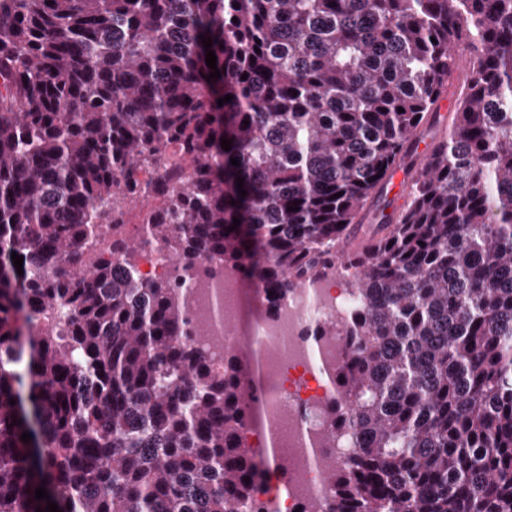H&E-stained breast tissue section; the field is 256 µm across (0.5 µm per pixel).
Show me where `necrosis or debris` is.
Here are the masks:
<instances>
[{"label": "necrosis or debris", "instance_id": "1", "mask_svg": "<svg viewBox=\"0 0 512 512\" xmlns=\"http://www.w3.org/2000/svg\"><path fill=\"white\" fill-rule=\"evenodd\" d=\"M182 296L194 326L211 332L201 347L215 366H223L229 352L262 355L264 378L245 386L250 411L239 442L260 471L266 512H328L335 494L325 468L344 467L355 440L340 432L314 454L308 444L322 439L330 407L343 402L329 374L348 346L355 295L330 280L273 296L263 283L229 271L216 289L201 282ZM329 324L335 334L322 335ZM272 436L279 441L273 455L266 448Z\"/></svg>", "mask_w": 512, "mask_h": 512}]
</instances>
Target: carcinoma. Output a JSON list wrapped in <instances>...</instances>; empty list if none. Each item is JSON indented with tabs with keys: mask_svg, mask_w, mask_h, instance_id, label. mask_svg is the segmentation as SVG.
<instances>
[{
	"mask_svg": "<svg viewBox=\"0 0 512 512\" xmlns=\"http://www.w3.org/2000/svg\"><path fill=\"white\" fill-rule=\"evenodd\" d=\"M149 241L175 277L128 259ZM241 267L359 297L336 512H512V0H0V512H265L250 362L212 365L179 288ZM387 184H389L392 190H395L396 196H394V192H389V189L386 190V188H384L383 192L378 198V201L366 214L364 225L374 224L372 223V216L376 209L381 210L385 208L384 212L386 214H391L394 211H399L403 206L406 198H398L397 195L407 194L411 189V186L405 180L403 173L400 170L391 172L387 178Z\"/></svg>",
	"mask_w": 512,
	"mask_h": 512,
	"instance_id": "obj_1",
	"label": "carcinoma"
}]
</instances>
